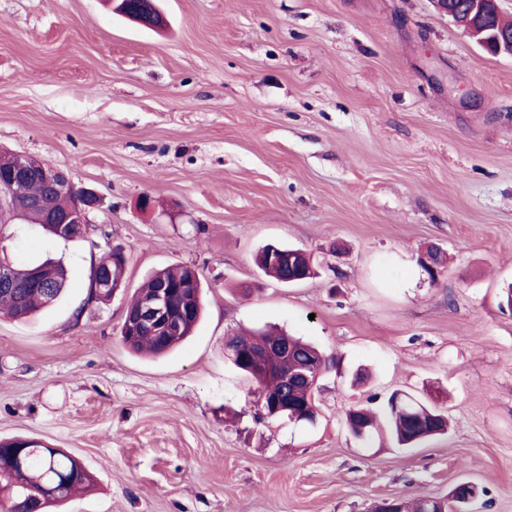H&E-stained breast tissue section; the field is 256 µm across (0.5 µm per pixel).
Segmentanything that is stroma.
<instances>
[{"instance_id":"obj_1","label":"stroma","mask_w":512,"mask_h":512,"mask_svg":"<svg viewBox=\"0 0 512 512\" xmlns=\"http://www.w3.org/2000/svg\"><path fill=\"white\" fill-rule=\"evenodd\" d=\"M158 4L156 29L107 0H0V149L103 200L73 242L0 229V256L68 269L55 302L0 316V438L93 474L65 512H370L462 481L468 512H512V57L430 0ZM268 243L317 276H263ZM116 247L123 287L87 304ZM177 264L203 281L199 324L169 353L130 352V297ZM266 326L338 358L316 424L258 419L224 340ZM396 391L433 397L448 433L361 445L345 410Z\"/></svg>"}]
</instances>
